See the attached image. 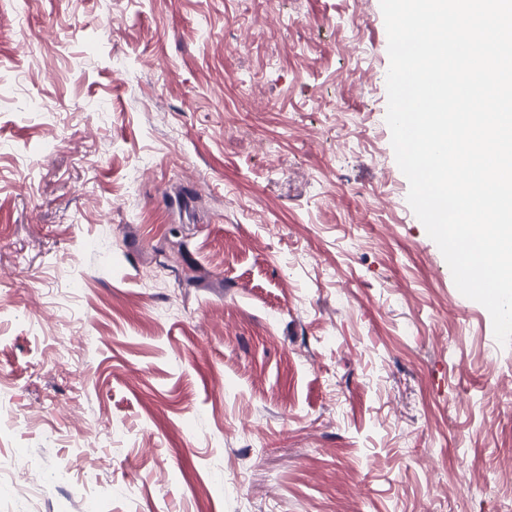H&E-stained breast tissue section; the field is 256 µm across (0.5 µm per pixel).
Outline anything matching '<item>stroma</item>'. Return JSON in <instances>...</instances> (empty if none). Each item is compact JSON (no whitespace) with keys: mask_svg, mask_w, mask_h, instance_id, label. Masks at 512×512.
<instances>
[{"mask_svg":"<svg viewBox=\"0 0 512 512\" xmlns=\"http://www.w3.org/2000/svg\"><path fill=\"white\" fill-rule=\"evenodd\" d=\"M389 64L380 0H0V512H512Z\"/></svg>","mask_w":512,"mask_h":512,"instance_id":"35a3bbf8","label":"stroma"}]
</instances>
